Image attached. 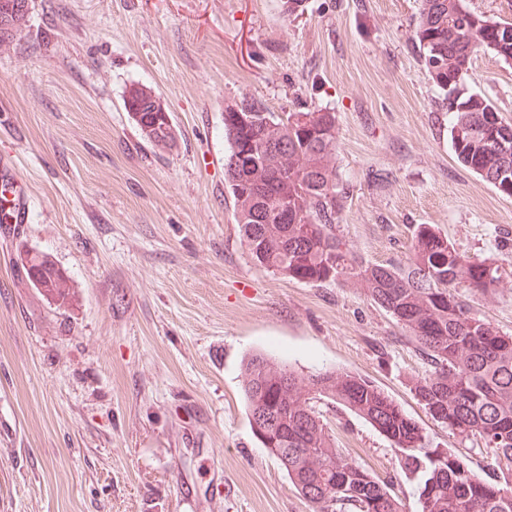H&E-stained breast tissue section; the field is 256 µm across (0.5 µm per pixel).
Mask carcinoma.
Instances as JSON below:
<instances>
[{"label":"carcinoma","instance_id":"carcinoma-1","mask_svg":"<svg viewBox=\"0 0 512 512\" xmlns=\"http://www.w3.org/2000/svg\"><path fill=\"white\" fill-rule=\"evenodd\" d=\"M30 0H0V24L20 32ZM466 0H422L414 45L432 81L444 92L449 135L457 160L485 181L509 172L512 140L496 146L503 119L493 101L461 88L473 54L480 48L512 63V22L496 35ZM156 94L134 85L123 98L141 136L161 148L175 143L170 112L156 105ZM262 159L247 166L243 128ZM224 182L237 206L243 242L260 266L308 284L355 283L383 307L427 356L430 369L412 379L431 417L462 441L493 449L512 476V336L471 313L462 294L486 295L500 281L499 267L461 254L430 224L414 231L411 252L399 265H377L352 250L336 225L346 187L336 169V116L321 109L285 115L254 100L224 106ZM296 211L299 222H278L280 209ZM33 286L61 305L74 298L68 272L46 255L26 256ZM243 397L253 433L279 461L313 512H404L384 481L374 477L336 446L315 410L326 399L370 423L395 451L401 471L415 483L419 512H512V497L500 481L485 479L468 454L440 448L383 390L367 378L326 370L301 378L288 364L263 353L244 361Z\"/></svg>","mask_w":512,"mask_h":512}]
</instances>
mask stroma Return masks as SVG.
I'll list each match as a JSON object with an SVG mask.
<instances>
[{"instance_id":"obj_1","label":"stroma","mask_w":512,"mask_h":512,"mask_svg":"<svg viewBox=\"0 0 512 512\" xmlns=\"http://www.w3.org/2000/svg\"><path fill=\"white\" fill-rule=\"evenodd\" d=\"M420 0H31L0 48V159L30 190L0 223V512H312L254 436L243 360L300 376L349 371L388 393L443 448L461 441L411 389L427 365L377 303L257 266L224 186V106L336 115L348 245L404 262L433 225L496 261L472 312L512 335V197L456 160L443 92L412 35ZM144 84L176 134L144 140L123 106ZM467 91L512 123V64L476 52ZM72 278L60 305L21 258ZM338 447L389 483L415 485L387 439L320 402Z\"/></svg>"}]
</instances>
